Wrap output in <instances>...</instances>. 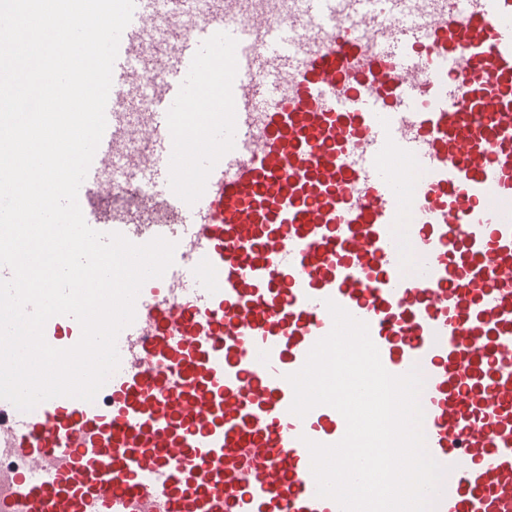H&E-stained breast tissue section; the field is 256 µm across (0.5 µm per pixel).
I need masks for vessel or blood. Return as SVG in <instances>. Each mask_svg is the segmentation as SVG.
Returning <instances> with one entry per match:
<instances>
[{
    "mask_svg": "<svg viewBox=\"0 0 512 512\" xmlns=\"http://www.w3.org/2000/svg\"><path fill=\"white\" fill-rule=\"evenodd\" d=\"M105 115L84 218L174 263L94 401L0 400V512H340L329 299L420 368L436 512H512V0H136Z\"/></svg>",
    "mask_w": 512,
    "mask_h": 512,
    "instance_id": "obj_1",
    "label": "vessel or blood"
}]
</instances>
